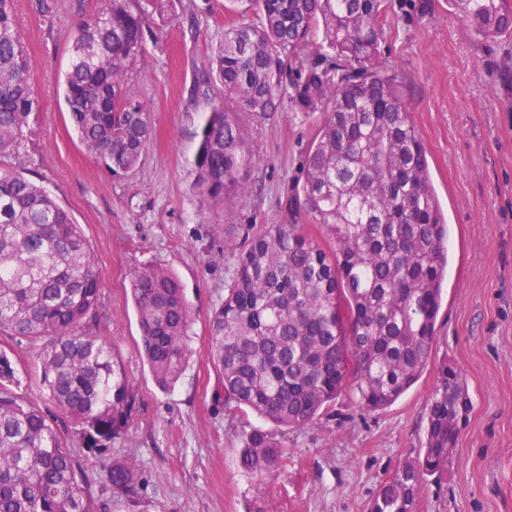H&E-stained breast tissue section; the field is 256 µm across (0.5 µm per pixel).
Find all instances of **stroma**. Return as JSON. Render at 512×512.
Instances as JSON below:
<instances>
[{"instance_id": "35a3bbf8", "label": "stroma", "mask_w": 512, "mask_h": 512, "mask_svg": "<svg viewBox=\"0 0 512 512\" xmlns=\"http://www.w3.org/2000/svg\"><path fill=\"white\" fill-rule=\"evenodd\" d=\"M105 0H55L42 15L37 0H15L14 23L30 61L39 100L26 137L0 156V169L22 173L47 190L80 224L102 274L100 336L137 393L127 434L93 461L97 474L114 460L141 475L137 501L112 512H247L264 493L278 512H367L380 485L425 441L434 372L392 406L367 411L346 391L313 423L281 428L288 461L261 480L238 467L240 436L261 426L247 409L232 413L209 351V320L235 270L231 224L293 222L290 198L302 176L319 115L284 109L274 125L243 123L258 160L241 204L202 210L195 155L200 132L221 98L202 72L227 27L256 24L259 14L226 0H174L147 16L145 58L129 68L128 93L150 115L153 136L139 165L114 174L78 140L62 94L52 89L70 60L71 32ZM382 57L398 65L411 90V119L424 142L434 192L449 224L448 281L432 356L464 373L472 408L445 480L428 484L419 512H512V88L497 69L512 57V35L474 39L448 0L420 13L397 0ZM154 263L181 281L193 316L190 364L170 391H160L140 353L129 274ZM18 377L16 391L47 406L39 345L0 336Z\"/></svg>"}]
</instances>
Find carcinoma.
Instances as JSON below:
<instances>
[{
  "instance_id": "cac0c4a2",
  "label": "carcinoma",
  "mask_w": 512,
  "mask_h": 512,
  "mask_svg": "<svg viewBox=\"0 0 512 512\" xmlns=\"http://www.w3.org/2000/svg\"><path fill=\"white\" fill-rule=\"evenodd\" d=\"M260 24L224 31L202 80L224 90L195 159L201 206L246 199L258 163L239 114L272 125L284 104L322 114L295 187L296 210L321 227L323 248L302 224H267L246 237L224 302L210 317L224 405L280 427L303 428L345 390L368 411L385 409L426 370L448 272V222L431 184L426 148L410 116L400 69L381 58L394 0H239ZM465 29L492 41L512 31V0H448ZM0 0V155L21 143L38 99L26 49ZM323 25L324 41L310 36ZM139 0H107L73 34L62 90L86 149L113 173L139 164L149 113L127 92L143 58ZM142 351L156 385L174 387L190 357L192 317L168 269L130 273ZM101 276L80 225L23 175L0 171V335L41 343L51 409L14 389L0 349V512H111L129 498L137 469L112 462L108 497L91 495L90 463L122 439L134 387L97 332ZM462 371L436 365L424 446L380 485L368 512H419L423 489L448 476L451 448L470 411ZM239 467L271 475L288 446L269 430L241 437Z\"/></svg>"
}]
</instances>
